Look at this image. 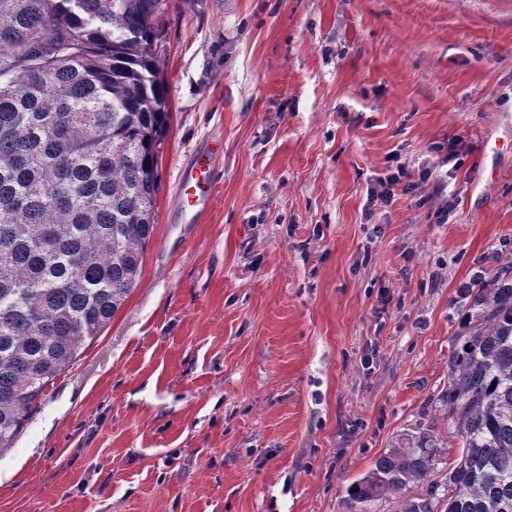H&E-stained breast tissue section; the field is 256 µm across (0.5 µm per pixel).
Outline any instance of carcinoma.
I'll return each instance as SVG.
<instances>
[{"mask_svg": "<svg viewBox=\"0 0 512 512\" xmlns=\"http://www.w3.org/2000/svg\"><path fill=\"white\" fill-rule=\"evenodd\" d=\"M166 0H0V448L101 335L155 230L171 112ZM445 414L462 450L442 500L437 437L404 433L347 491L362 512H512V256L467 286Z\"/></svg>", "mask_w": 512, "mask_h": 512, "instance_id": "cac0c4a2", "label": "carcinoma"}]
</instances>
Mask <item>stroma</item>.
<instances>
[{"label":"stroma","mask_w":512,"mask_h":512,"mask_svg":"<svg viewBox=\"0 0 512 512\" xmlns=\"http://www.w3.org/2000/svg\"><path fill=\"white\" fill-rule=\"evenodd\" d=\"M156 26L171 120L141 276L0 450V512H346L423 430L445 483L465 288L512 253V0H168ZM400 164L447 196L381 203ZM203 165L197 161L183 173L185 193L181 200L183 224H196L205 212L211 196V187L203 178Z\"/></svg>","instance_id":"35a3bbf8"}]
</instances>
